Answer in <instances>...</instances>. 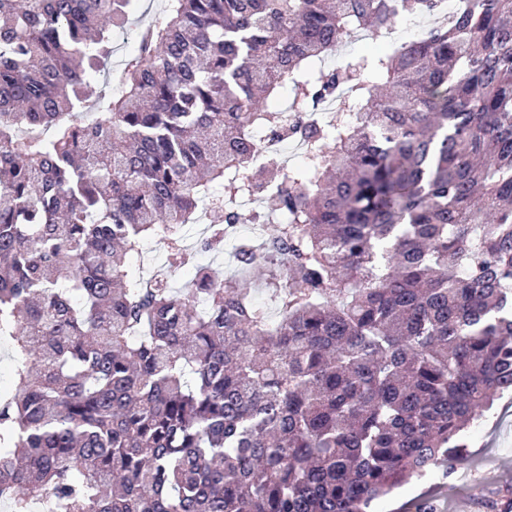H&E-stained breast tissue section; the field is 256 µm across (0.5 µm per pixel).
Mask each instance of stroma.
Wrapping results in <instances>:
<instances>
[{
  "instance_id": "1",
  "label": "stroma",
  "mask_w": 512,
  "mask_h": 512,
  "mask_svg": "<svg viewBox=\"0 0 512 512\" xmlns=\"http://www.w3.org/2000/svg\"><path fill=\"white\" fill-rule=\"evenodd\" d=\"M512 512V393L495 401L454 473L438 467L382 499L375 512Z\"/></svg>"
}]
</instances>
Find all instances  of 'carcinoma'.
Returning a JSON list of instances; mask_svg holds the SVG:
<instances>
[{
  "label": "carcinoma",
  "instance_id": "carcinoma-1",
  "mask_svg": "<svg viewBox=\"0 0 512 512\" xmlns=\"http://www.w3.org/2000/svg\"><path fill=\"white\" fill-rule=\"evenodd\" d=\"M0 0V501L11 512H373L512 391V0L324 71L443 0ZM288 111L340 106L330 120ZM305 158L258 166L252 133ZM190 263L200 207L224 247ZM159 239V274L122 257ZM260 270L276 313L245 274ZM164 2V0H139L135 11L129 16L128 21L125 22L122 28L129 33L134 43V48L132 49L131 41L126 39L124 41L121 39L113 44L114 48L112 56L107 62L104 75L101 73L99 79L91 86L90 93L92 99L101 94H108L114 84L118 83L124 60L135 49V33L140 28H143L154 22L158 16H161ZM381 50L382 48L378 45L377 42L365 37H361V40L354 41L346 45L341 55L336 56L332 60H327L325 63V69L332 70L340 66L344 60L351 55H374ZM17 387L12 343L9 338L2 337L0 340V391L7 390L8 394H11Z\"/></svg>",
  "mask_w": 512,
  "mask_h": 512
}]
</instances>
